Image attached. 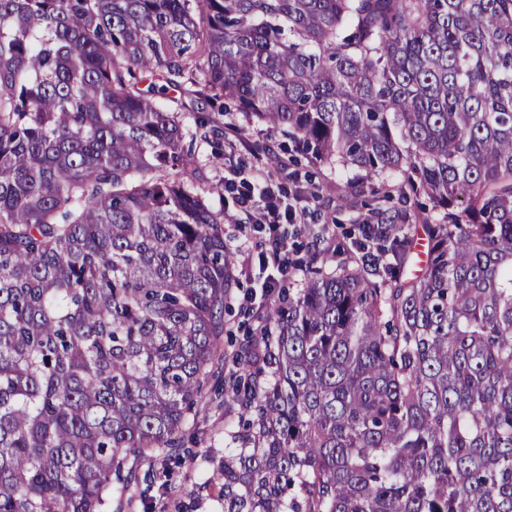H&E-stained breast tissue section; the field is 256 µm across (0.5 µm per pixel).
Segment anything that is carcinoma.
<instances>
[{
  "mask_svg": "<svg viewBox=\"0 0 512 512\" xmlns=\"http://www.w3.org/2000/svg\"><path fill=\"white\" fill-rule=\"evenodd\" d=\"M164 89L376 196L421 274L318 269L233 357L224 512H512V0H0V512H102L178 451L238 286ZM357 240L410 250L411 215ZM402 223H396V220Z\"/></svg>",
  "mask_w": 512,
  "mask_h": 512,
  "instance_id": "1",
  "label": "carcinoma"
}]
</instances>
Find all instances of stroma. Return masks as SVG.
I'll use <instances>...</instances> for the list:
<instances>
[{"mask_svg": "<svg viewBox=\"0 0 512 512\" xmlns=\"http://www.w3.org/2000/svg\"><path fill=\"white\" fill-rule=\"evenodd\" d=\"M249 141L268 148L265 169L286 194L299 204L308 205L304 223L294 225L288 238L300 265L296 282H303L310 269L333 270L337 262L349 258L350 235L361 220L376 222V205L367 198L344 199L350 171H332L293 159L291 145L279 133L254 131ZM264 276L259 269L239 278L229 302L221 349L233 353L242 348L251 329L257 327L266 301L259 295ZM223 366H216L203 381L206 403L189 414L182 432L179 456L157 454L151 462L139 465L142 478L128 490L132 507H108L107 512H222L217 487L207 480L224 457V436L236 429L239 407L224 394Z\"/></svg>", "mask_w": 512, "mask_h": 512, "instance_id": "obj_1", "label": "stroma"}]
</instances>
